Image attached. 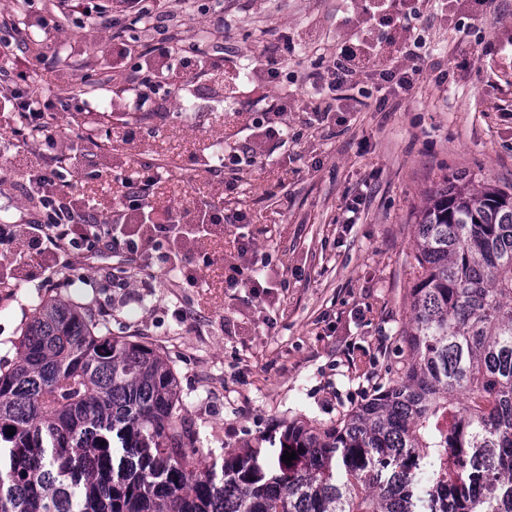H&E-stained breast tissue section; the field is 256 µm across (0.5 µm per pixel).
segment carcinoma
Instances as JSON below:
<instances>
[{"instance_id":"carcinoma-1","label":"carcinoma","mask_w":512,"mask_h":512,"mask_svg":"<svg viewBox=\"0 0 512 512\" xmlns=\"http://www.w3.org/2000/svg\"><path fill=\"white\" fill-rule=\"evenodd\" d=\"M412 274L383 391L207 466L166 355L40 298L0 362V512H512V190L444 180Z\"/></svg>"}]
</instances>
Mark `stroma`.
Returning <instances> with one entry per match:
<instances>
[{"label": "stroma", "instance_id": "obj_1", "mask_svg": "<svg viewBox=\"0 0 512 512\" xmlns=\"http://www.w3.org/2000/svg\"><path fill=\"white\" fill-rule=\"evenodd\" d=\"M388 12L397 21L381 29L362 0H196L173 6L164 28L133 31L122 58L111 30L59 16L56 0H0V220L37 216L28 174L57 161L79 173L60 204L130 233L216 208L247 218L185 243L172 271L14 244L0 253V359L14 358L31 301L72 300L168 355L198 445L217 462L273 449L289 421L335 422L386 386L426 197L452 174L512 185V0H406ZM353 36L370 45V66L330 94L329 67ZM417 38L419 80L381 97L375 70L404 65ZM165 40L175 57L143 56ZM275 45L286 55L271 83ZM90 79L109 93L85 95ZM18 85L40 91L55 145L12 122ZM330 102L335 112L313 123ZM266 112L280 113L287 138L268 135ZM219 148L245 163L214 169ZM148 174L158 181L144 212L124 210L122 177ZM241 230L257 241L243 261ZM235 263L257 287H227Z\"/></svg>", "mask_w": 512, "mask_h": 512}]
</instances>
